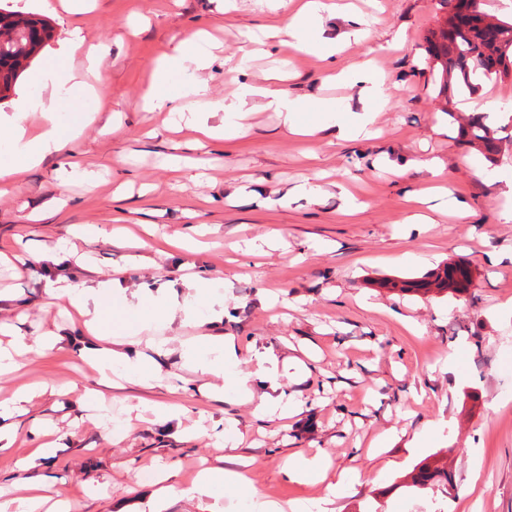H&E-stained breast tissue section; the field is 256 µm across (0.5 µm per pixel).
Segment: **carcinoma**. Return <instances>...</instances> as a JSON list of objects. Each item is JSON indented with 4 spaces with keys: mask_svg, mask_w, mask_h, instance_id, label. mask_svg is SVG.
<instances>
[{
    "mask_svg": "<svg viewBox=\"0 0 512 512\" xmlns=\"http://www.w3.org/2000/svg\"><path fill=\"white\" fill-rule=\"evenodd\" d=\"M465 2L439 0L444 16L426 38L428 53L434 62V82L440 95L446 96L454 90L474 92L478 88L476 80L482 77L495 75L502 78L512 74V20L499 18L494 25H472L460 11ZM2 28L13 32V36L0 41V100L12 91L51 38L49 24L32 13L1 8ZM458 135L482 153L488 162H497L503 138L496 136L485 123L484 116L473 115L458 129ZM471 285L470 270L459 264H446L423 277L399 284L389 280L380 283L382 287H398L402 291L423 294L436 291L458 296L469 293ZM448 479L447 471L423 465L412 476L411 486L423 487Z\"/></svg>",
    "mask_w": 512,
    "mask_h": 512,
    "instance_id": "carcinoma-1",
    "label": "carcinoma"
}]
</instances>
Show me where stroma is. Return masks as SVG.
Wrapping results in <instances>:
<instances>
[{"label":"stroma","instance_id":"obj_1","mask_svg":"<svg viewBox=\"0 0 512 512\" xmlns=\"http://www.w3.org/2000/svg\"><path fill=\"white\" fill-rule=\"evenodd\" d=\"M41 3L0 0V7L37 14L53 28L42 57L0 100V114L15 112L18 98L31 95L42 69L55 61L65 19ZM354 3L378 20L336 65L370 59L385 72L389 105L379 136L302 141L252 97L242 134L205 152L181 136L153 135L168 118L141 109L153 65L191 33L209 31L212 59L200 77L215 95L232 92L225 59L249 49L248 32L283 22L270 0H236L232 11L220 0H95L81 16L87 40L110 46L104 99L69 100L61 110L81 108L97 119L69 148L18 174L21 191L0 199V250L23 244L30 256L20 269L0 264L7 322L30 345L13 370L0 373V400L36 390L28 414L16 420L11 448L0 454L5 496H22L33 480L47 495L66 499L70 512H140L155 479L187 487L199 469L233 468L240 455L261 493L318 498L327 493L325 483L291 482L282 467L289 455L319 452L333 468L360 476L334 497L333 512H512V368L504 365L512 313L497 310L512 300V221L500 216L512 180V143L497 157L501 179H482L473 165L477 152L458 139L443 112L451 106L462 121L484 113L506 139L512 119L501 112L512 104V78L484 81L471 97L445 103L432 89L425 40L441 16L437 0ZM288 61L293 95L310 105L334 100L346 114L361 111L358 88L327 82L325 62L296 50ZM311 150L317 160L308 159ZM75 155L92 163L93 185L58 177ZM430 158L445 163V184L463 213L422 227L405 218L412 193L430 179L414 163ZM306 181L319 185L315 199L288 198ZM253 194L270 205L249 203ZM83 224L123 232L94 243L71 238V227ZM200 224L214 231L197 253L167 246L169 236ZM273 228L280 237L260 247ZM138 238L146 243V263L134 268L128 257ZM88 254L102 274H120L131 290L164 284L181 293L191 275L223 276L224 333L236 340L238 375L255 371L257 348L298 357L303 370L281 379L280 389L304 400L302 412L269 421L255 414L253 402L208 398L205 378L177 354L180 342L205 334L192 325L164 332L172 353L162 370L176 376V389L128 385L106 390L103 402H84L95 376L70 345L77 329L47 284L86 280ZM450 262L471 268V296H416L377 285ZM364 296L369 306L361 305ZM408 319L417 332L406 329ZM451 352L455 365L441 367ZM142 398L183 414L137 418ZM440 422L443 435L416 444L425 425ZM227 423L239 429L231 449L213 438ZM44 429L59 439L55 456L21 471L20 459ZM384 431L389 441L371 451ZM425 462L447 467L451 479L411 492L408 483Z\"/></svg>","mask_w":512,"mask_h":512}]
</instances>
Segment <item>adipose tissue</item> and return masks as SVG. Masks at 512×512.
Masks as SVG:
<instances>
[{
    "label": "adipose tissue",
    "instance_id": "ef3b65f1",
    "mask_svg": "<svg viewBox=\"0 0 512 512\" xmlns=\"http://www.w3.org/2000/svg\"><path fill=\"white\" fill-rule=\"evenodd\" d=\"M86 0H60L69 26L60 40L61 65L49 68L42 75L44 86L50 87L49 97H23L19 110L13 113L7 126L8 149L0 157V197L18 193L19 184L15 175L19 170L40 166L49 156L59 153L66 146L75 142L82 135L84 128L91 124L94 113L88 112L74 122L65 124L59 119L60 105L63 99H91L96 95L95 86L89 82L92 74H100L109 48L106 44L87 45L83 30L78 20L85 10ZM276 6L286 15L287 23L283 29L290 44L296 49L317 55L328 60H335L339 51L335 43L322 39L314 22L324 11L333 13L337 10L335 0H275ZM84 53L83 69L70 67L69 62L77 53ZM341 82H348L359 87L364 102L361 112L355 113L348 121L338 119L336 105L332 102L320 104L321 120L301 123L299 114L302 105L292 97L282 84L279 76L270 74L262 85L245 83L237 85L228 96H214L206 81L192 79L184 90L185 96L191 97L198 108L188 128L192 133V142L203 148L209 143L221 140L237 133V123L243 112L246 97L258 96L264 99L268 108L280 112L284 123L291 133L311 140L319 139L324 134H336L341 139H368L374 134L373 128L378 115L384 111L388 98L385 93V79L379 72L364 66L351 70L341 69L336 73ZM41 113L44 123L37 133H30L26 124L28 113ZM221 112L228 116V123L218 126L209 125L207 117ZM224 284L223 278L201 276L194 282V294L185 299L180 311H173L168 295L163 288H144L133 294L126 305L132 310L145 311L141 322L129 328L124 334L115 337L112 343L96 345L86 350L89 364L99 375L100 384L107 383L115 368H122L133 382L157 380L160 377L158 367H146L147 353L157 357L168 356L169 350L165 340L153 337L154 326H171L174 322L210 326L211 332L203 340H187L181 345L180 357L192 365L200 375L213 378L208 395L221 401L231 396L247 397L251 394L250 377H235L234 369L238 363L237 345L234 337L221 334L220 326L224 322V301L218 291ZM119 279H103L96 286L82 284L51 283L50 288L66 298L68 304L79 315L101 320L108 298L114 288L119 287ZM284 471L289 480L298 483L327 482L329 491L344 488L354 481L355 476L347 471L333 472L330 461L323 454L310 457H288ZM225 484L236 485L249 491L247 512H328L324 500L296 499L288 502L270 498L252 490L250 481L243 470L232 469L216 475L214 470L200 471L192 486L179 489L171 485L154 490L146 505L148 512H157L158 504L175 497L193 504L203 496L212 494L217 480Z\"/></svg>",
    "mask_w": 512,
    "mask_h": 512
}]
</instances>
